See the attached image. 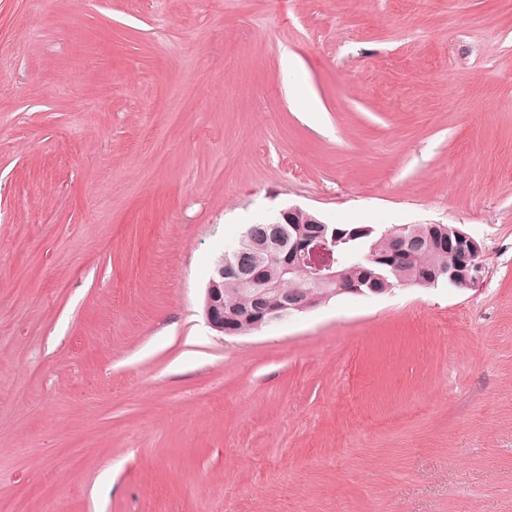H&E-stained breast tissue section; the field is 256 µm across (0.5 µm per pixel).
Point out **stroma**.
Masks as SVG:
<instances>
[{
  "instance_id": "1",
  "label": "stroma",
  "mask_w": 512,
  "mask_h": 512,
  "mask_svg": "<svg viewBox=\"0 0 512 512\" xmlns=\"http://www.w3.org/2000/svg\"><path fill=\"white\" fill-rule=\"evenodd\" d=\"M292 204L460 228L484 279L212 330ZM1 498L512 512V0H0Z\"/></svg>"
}]
</instances>
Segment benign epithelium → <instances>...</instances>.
Instances as JSON below:
<instances>
[{
    "mask_svg": "<svg viewBox=\"0 0 512 512\" xmlns=\"http://www.w3.org/2000/svg\"><path fill=\"white\" fill-rule=\"evenodd\" d=\"M312 231L294 239L284 237L281 225H272L268 242L260 244V249L270 260L280 265L282 273L290 274L297 267L304 266L313 274V282H327L336 285L339 295H384L395 290L389 285L385 288H371L364 291L352 285L347 276L343 260L336 250V238L326 234L325 222L314 217L308 218ZM447 265L437 272L448 285L458 289H473L483 280L485 267L483 249L480 243L467 232L457 228H448ZM246 281L255 282L265 277L269 266L260 262L237 266ZM317 307L316 299L306 293L298 296L292 304L271 314L257 305L243 315L263 327L282 321L290 316L306 313ZM204 317L210 328L232 336L236 333L238 317L224 314V261H219L213 270L204 291Z\"/></svg>",
    "mask_w": 512,
    "mask_h": 512,
    "instance_id": "7a95c632",
    "label": "benign epithelium"
}]
</instances>
